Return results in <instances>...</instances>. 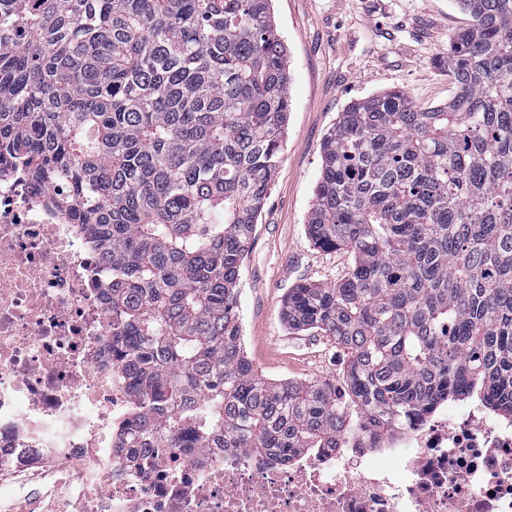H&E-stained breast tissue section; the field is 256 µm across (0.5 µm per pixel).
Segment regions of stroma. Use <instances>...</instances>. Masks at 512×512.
I'll use <instances>...</instances> for the list:
<instances>
[{"instance_id":"35a3bbf8","label":"stroma","mask_w":512,"mask_h":512,"mask_svg":"<svg viewBox=\"0 0 512 512\" xmlns=\"http://www.w3.org/2000/svg\"><path fill=\"white\" fill-rule=\"evenodd\" d=\"M290 60V112L280 166L240 269L243 344L259 373L281 381L341 377L347 356L316 330L282 320L300 283L330 285L351 255L313 245L305 220L328 130L355 99L407 91L420 108L447 103L456 87L440 65L470 18L455 0H272Z\"/></svg>"}]
</instances>
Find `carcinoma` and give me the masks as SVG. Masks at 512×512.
<instances>
[{
  "instance_id": "1",
  "label": "carcinoma",
  "mask_w": 512,
  "mask_h": 512,
  "mask_svg": "<svg viewBox=\"0 0 512 512\" xmlns=\"http://www.w3.org/2000/svg\"><path fill=\"white\" fill-rule=\"evenodd\" d=\"M271 2L0 0V160L64 183L112 260L121 447L285 462L474 395L512 420V0H457L448 105L355 99L323 139L306 226L353 265L289 289L284 315L347 352L339 393L269 380L242 347L240 267L290 112Z\"/></svg>"
}]
</instances>
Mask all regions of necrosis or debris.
I'll return each instance as SVG.
<instances>
[{
  "instance_id": "obj_1",
  "label": "necrosis or debris",
  "mask_w": 512,
  "mask_h": 512,
  "mask_svg": "<svg viewBox=\"0 0 512 512\" xmlns=\"http://www.w3.org/2000/svg\"><path fill=\"white\" fill-rule=\"evenodd\" d=\"M63 183L0 165V501L64 464L75 512H512V422L441 404L375 448L282 463L221 448H116L112 265L62 206Z\"/></svg>"
}]
</instances>
